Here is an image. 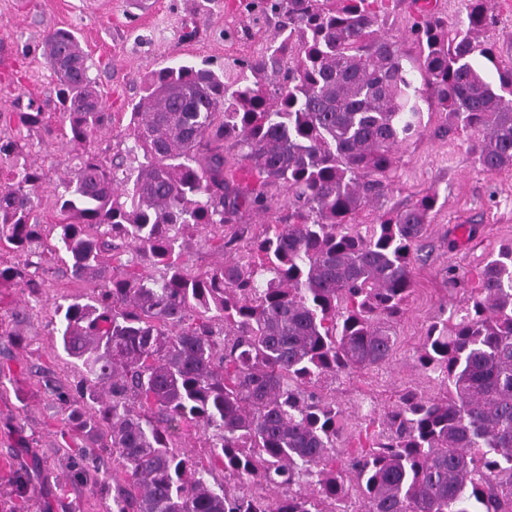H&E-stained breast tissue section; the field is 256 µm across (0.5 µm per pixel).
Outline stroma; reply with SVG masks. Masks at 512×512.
Listing matches in <instances>:
<instances>
[{"mask_svg": "<svg viewBox=\"0 0 512 512\" xmlns=\"http://www.w3.org/2000/svg\"><path fill=\"white\" fill-rule=\"evenodd\" d=\"M0 0V110L26 111L39 105L43 121L33 127L0 122V145L18 146V157L0 154V188L7 168L19 160L38 168L44 192L33 216L49 225L58 220L54 188L77 164L62 137V105L56 78L42 58V42L53 29L74 31L89 57L112 122L91 142L101 158L118 160L131 146L130 112L142 94L144 76L180 60L219 69L233 61L269 54L280 16L255 17L242 0ZM423 135L396 152L392 192L360 211L370 223L390 208H402L422 195L438 193L439 204L421 247L412 255L414 286L395 320L396 345L388 364L358 369L327 379L325 397L346 411L343 449L354 451L365 432L364 414L414 391L440 395L439 385L421 369L418 356L429 326L471 288L476 273L505 244L512 242V169L489 175L473 154L466 134L450 131L441 112L425 115ZM471 228L457 234L459 225ZM43 278L39 303L13 283L0 284V368L11 380L0 387V512H105L121 471L111 449L86 437L63 434V407L52 385H74L82 375L59 349L54 307L62 298L89 297L97 283L78 281L53 261ZM23 338L11 344L7 331ZM86 453L106 478L104 492L72 482L67 472L72 452ZM39 465L42 480L34 493H17L14 474Z\"/></svg>", "mask_w": 512, "mask_h": 512, "instance_id": "obj_1", "label": "stroma"}]
</instances>
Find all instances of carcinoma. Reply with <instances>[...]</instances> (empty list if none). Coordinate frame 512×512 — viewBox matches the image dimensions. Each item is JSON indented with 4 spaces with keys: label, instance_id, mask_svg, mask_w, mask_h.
Wrapping results in <instances>:
<instances>
[{
    "label": "carcinoma",
    "instance_id": "cac0c4a2",
    "mask_svg": "<svg viewBox=\"0 0 512 512\" xmlns=\"http://www.w3.org/2000/svg\"><path fill=\"white\" fill-rule=\"evenodd\" d=\"M286 21L253 63L215 71L192 62L143 79L134 105L132 162L89 151L111 113L69 30L49 31L42 56L57 80L64 136L79 166L55 187L53 251L97 294L59 303L60 348L83 368L65 427L110 448L126 473L109 512H328L355 481L362 512H512V243L477 285L440 315L422 369L446 387L407 392L372 412L366 445L336 446L345 411L318 383L389 362L393 320L413 288L412 251L438 196L426 194L360 230L355 215L387 198L398 148L425 130L430 107L471 144L483 172L512 168V64L495 63L479 35L493 0H463L450 26L419 8L418 48L381 31L395 0H269ZM283 74L269 90L267 71ZM421 75L429 92L418 87ZM35 126L40 108L1 112ZM237 150L227 166L224 143ZM0 189V283L37 296L46 244L32 214L38 169L15 163ZM279 187L288 223L264 224L248 250L193 271L179 240L224 230L246 210L271 208ZM162 266L109 271V241ZM92 489L98 469L70 462ZM261 493L246 495L243 486Z\"/></svg>",
    "mask_w": 512,
    "mask_h": 512
}]
</instances>
